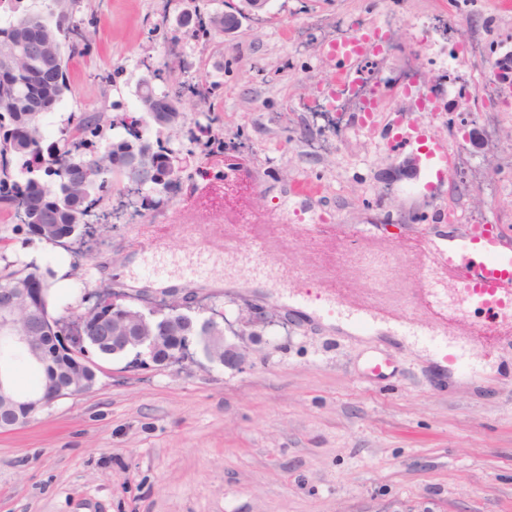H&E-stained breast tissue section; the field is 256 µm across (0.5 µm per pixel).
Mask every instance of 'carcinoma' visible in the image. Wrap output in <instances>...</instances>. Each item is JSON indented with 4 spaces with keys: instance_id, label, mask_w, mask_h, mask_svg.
<instances>
[{
    "instance_id": "carcinoma-1",
    "label": "carcinoma",
    "mask_w": 512,
    "mask_h": 512,
    "mask_svg": "<svg viewBox=\"0 0 512 512\" xmlns=\"http://www.w3.org/2000/svg\"><path fill=\"white\" fill-rule=\"evenodd\" d=\"M7 3L5 11L10 20L0 26V41H19L27 56L19 59L10 70H0V89L10 92L8 103L0 105V213L12 224H23L30 235L42 232L56 238L80 229L88 223L100 197L112 190V184L125 183L126 192L141 195V206H154L174 192L172 183L159 177L168 166L170 151L161 141L151 142L152 130L164 128L161 121L166 102L181 97H204L211 89L207 82L170 81L175 68L188 69L190 63L181 58L178 45L179 31L165 36L167 54L156 62L145 64L153 82L138 88L137 93L147 108L145 112L126 114L122 127L126 134L141 141L140 150L147 152L140 175L129 176L126 156L128 142L115 139L104 149L95 146L102 136L101 116L82 112L70 118V126L57 141L45 143L41 120L55 111L71 87L67 73L69 54H87L92 50V35L74 17L76 0H49L43 11H32L22 0H0ZM58 37L60 50L57 61L45 58L41 46L48 35ZM219 34L214 26V15L195 8L192 36L209 40ZM162 84L165 89L157 91ZM18 283L29 286L34 298L48 301L52 296L51 282L36 267L27 265L11 270H0V299L7 289ZM71 320H80L91 336L89 368L91 379L98 370L92 355L112 356V346L122 336H139V325L127 318L112 316V306L96 302L84 313L71 312L55 319L56 329L50 334L32 332L43 353V361L31 363L18 351L0 345V356L8 358L12 366L26 368L31 377L30 391H41L48 405L66 397L69 385L67 355L61 335L67 332ZM199 321L180 318L156 324L160 336H196Z\"/></svg>"
}]
</instances>
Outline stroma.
Wrapping results in <instances>:
<instances>
[{"instance_id":"1","label":"stroma","mask_w":512,"mask_h":512,"mask_svg":"<svg viewBox=\"0 0 512 512\" xmlns=\"http://www.w3.org/2000/svg\"><path fill=\"white\" fill-rule=\"evenodd\" d=\"M183 0H79L95 22L91 55L69 61L71 92L54 114L56 140L73 112L102 115L103 137L136 111L143 60L164 52L151 23L175 27ZM379 30L381 51L359 64L375 84L373 119L359 103L342 116L312 112L336 67L330 45ZM180 52L207 98H187L184 128L161 132L188 156L178 192L132 214L120 188L98 204L111 213L87 239L80 278L50 300L53 316L91 307L95 294H124L139 309L169 296L198 319L239 324L247 352L228 368L194 352L180 365H141L134 353L100 359L90 391L66 397L28 425L0 432V512H512V341L481 345L485 376L450 382L427 352L395 346L388 376L365 362L377 341L328 329L334 300L369 289L379 310L420 314L425 291L411 269L449 201L471 224L512 235V83L495 62L512 52V7L502 0H270L213 41L183 35ZM99 70L110 82L94 80ZM491 92L474 88L475 79ZM424 127L453 156L444 185L423 191L422 166L394 136ZM209 126L223 152L190 142ZM243 159L263 188L230 194L200 217L225 162ZM207 179H199V172ZM298 182L326 186L313 204L290 201ZM274 228L263 292L235 252L249 249L243 218ZM383 224L397 246L372 271L353 224ZM6 263L40 271L69 261L64 247L0 223Z\"/></svg>"}]
</instances>
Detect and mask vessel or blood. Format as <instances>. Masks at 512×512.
I'll return each mask as SVG.
<instances>
[{
  "mask_svg": "<svg viewBox=\"0 0 512 512\" xmlns=\"http://www.w3.org/2000/svg\"><path fill=\"white\" fill-rule=\"evenodd\" d=\"M374 34L362 32L331 45L328 52L341 63L333 83L351 84L358 61L374 47ZM422 157L428 173L427 190L444 183L453 156L446 146L432 143L427 131L410 125L400 135ZM263 242L242 254L239 263L251 276L268 280L273 276L264 260ZM427 257L430 269L442 275L433 291L436 304L451 306L465 314L475 305L486 314V327L498 331L503 319L512 318V236L494 224H437L429 237ZM342 316L355 335L375 334L381 322L369 305L344 310ZM390 333L403 344H416L429 351L435 363L450 374L465 375V362L473 348L472 340L458 339L448 325L420 326L414 319L400 315L390 319Z\"/></svg>",
  "mask_w": 512,
  "mask_h": 512,
  "instance_id": "vessel-or-blood-1",
  "label": "vessel or blood"
}]
</instances>
